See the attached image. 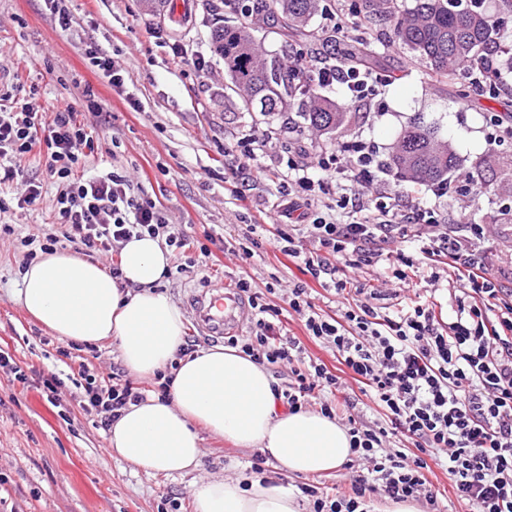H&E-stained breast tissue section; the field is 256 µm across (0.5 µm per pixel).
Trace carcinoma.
<instances>
[{
    "label": "carcinoma",
    "instance_id": "cac0c4a2",
    "mask_svg": "<svg viewBox=\"0 0 512 512\" xmlns=\"http://www.w3.org/2000/svg\"><path fill=\"white\" fill-rule=\"evenodd\" d=\"M320 0H241L232 8L247 22L233 21L214 31L215 53L224 62L231 89L248 112L271 115L294 109L306 127L328 133L344 123L347 108L318 96L301 82V74L276 58L264 57L253 34L259 19L272 22L277 33L293 42L321 46L336 41V35L321 38L307 30ZM484 0H415L402 10L397 0H361L360 12L372 21L386 22L392 37L424 61L426 69L441 82L466 74L471 63L491 52L505 56L512 71V55L502 49V18L488 14ZM347 59L368 69L376 57L366 36L347 47ZM387 170L400 182L413 187L450 185V174L460 161L439 137L436 123L413 121L397 137L386 159Z\"/></svg>",
    "mask_w": 512,
    "mask_h": 512
}]
</instances>
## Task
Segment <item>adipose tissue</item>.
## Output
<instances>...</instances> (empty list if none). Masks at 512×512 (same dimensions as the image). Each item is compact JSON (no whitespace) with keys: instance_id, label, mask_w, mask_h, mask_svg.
Returning a JSON list of instances; mask_svg holds the SVG:
<instances>
[{"instance_id":"1","label":"adipose tissue","mask_w":512,"mask_h":512,"mask_svg":"<svg viewBox=\"0 0 512 512\" xmlns=\"http://www.w3.org/2000/svg\"><path fill=\"white\" fill-rule=\"evenodd\" d=\"M156 237L120 249L119 278L68 251L40 256L21 275L16 302L59 339L116 342L127 370L171 375L168 397L128 405L109 431L113 454L148 474L183 475L202 456L200 430L271 457L286 475L319 476L352 456L347 429L315 410L281 409L265 365L238 349L215 346L181 355L186 321L160 289L170 266ZM195 512H299L285 486L216 478L194 491Z\"/></svg>"}]
</instances>
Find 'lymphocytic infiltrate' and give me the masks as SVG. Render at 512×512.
Segmentation results:
<instances>
[{
    "label": "lymphocytic infiltrate",
    "instance_id": "f902f5d3",
    "mask_svg": "<svg viewBox=\"0 0 512 512\" xmlns=\"http://www.w3.org/2000/svg\"><path fill=\"white\" fill-rule=\"evenodd\" d=\"M309 86L342 87L351 101L378 95L385 76L294 53ZM14 81L0 83V185L22 181L17 208L35 203L45 184L56 187L54 219L60 234L22 238L27 260L66 241L89 254L108 255L133 235L161 236L175 259L193 242L170 224L148 196L134 195L122 172L82 175L93 147L90 124L78 121L73 106L52 113L33 111ZM45 159L44 177L24 176L31 153ZM383 161L360 139L341 149L309 157L305 147L289 148L280 161L288 229H276L293 263L335 293L353 289L345 309L317 306L305 282H294L288 306L310 338L336 353L359 391L379 409L370 423L350 420L349 434L360 471L347 491L332 495L304 484L308 512H371L373 496L395 502L436 504L428 474L440 468L468 512H512V274L492 271L486 232L480 224H447L435 206L414 203L411 191L382 179ZM333 197L328 208L324 197ZM425 265L430 295L417 299L363 284L349 285L348 268L378 266L385 278L407 283V268ZM236 288L248 296L249 336L228 337L262 364L286 365L291 380L282 397L289 410L326 393L320 411L335 417L333 400L342 383L325 363L308 361L296 337L287 334L281 308L252 291L247 279ZM446 291L453 318L437 309ZM79 405L97 428L109 429L127 404L142 400L120 373L104 377L81 364ZM413 453H406V446Z\"/></svg>",
    "mask_w": 512,
    "mask_h": 512
}]
</instances>
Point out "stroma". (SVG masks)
Here are the masks:
<instances>
[{"label":"stroma","instance_id":"stroma-1","mask_svg":"<svg viewBox=\"0 0 512 512\" xmlns=\"http://www.w3.org/2000/svg\"><path fill=\"white\" fill-rule=\"evenodd\" d=\"M203 4L190 0L191 19L185 25L164 13L162 0H66L75 23L64 32L44 0H0V70L18 74L23 86L36 87L34 107L55 111L88 88L103 107L94 133L95 166L123 169L134 194L157 200L170 222L185 225L199 244L211 246V238L220 236L232 240L235 253L211 247L207 266L186 267L163 281V291L180 308H187L194 289L230 286L242 277L253 291H271L278 305L289 285L300 280L314 287L316 304L340 307L343 295L318 288L311 275L290 268L287 257L267 242L279 191L276 176L258 178L244 196H235L224 183V152L236 149L244 137L262 142L267 159L285 154L297 140L314 154L358 137L386 156L419 114L438 123L460 159L458 176L469 177L473 189L469 195L437 199L424 187L420 198L436 200L453 223L484 225L494 267L512 266V174L492 165L512 155V138L489 140L491 116L512 114V93L493 100L462 99V83L427 78L421 62L379 22L371 41L380 54L377 71L389 78L380 95L351 110L348 122L332 133L308 128L292 133L291 113L244 111L229 90L211 32L231 13L223 7L209 14ZM90 36L104 53L117 56L122 87H112L88 63L83 42ZM175 45L182 58L173 57ZM201 56L209 63L203 73L187 65ZM130 96L141 101V111L128 107ZM54 196V187L45 186L31 210L0 215L16 229L15 235L0 238V348L31 378L24 385L0 370V512H158L169 495L177 497L179 512H194L197 485L214 477L250 476L255 451L204 431L197 469L172 478L151 476L112 456L107 432L84 415L74 386L63 388L54 403L39 388V376L72 373L83 360L104 376L123 368L117 345L107 341L59 361L60 339L13 299L25 262L20 239L52 232ZM244 250L249 253L245 259L240 256Z\"/></svg>","mask_w":512,"mask_h":512}]
</instances>
